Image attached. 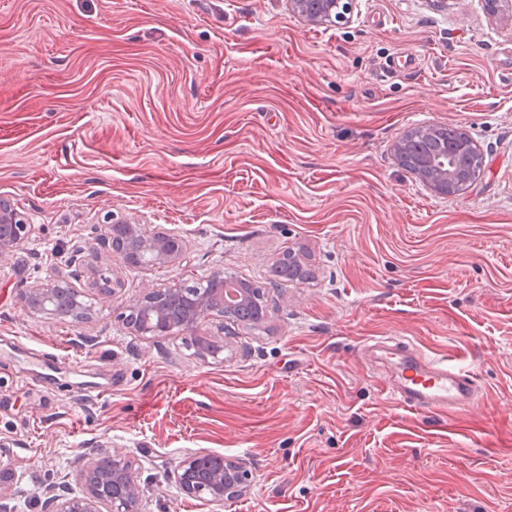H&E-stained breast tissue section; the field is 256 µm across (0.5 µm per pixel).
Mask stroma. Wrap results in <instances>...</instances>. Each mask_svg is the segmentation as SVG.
<instances>
[{"instance_id":"35a3bbf8","label":"stroma","mask_w":512,"mask_h":512,"mask_svg":"<svg viewBox=\"0 0 512 512\" xmlns=\"http://www.w3.org/2000/svg\"><path fill=\"white\" fill-rule=\"evenodd\" d=\"M429 124L482 149L461 194L393 153ZM0 198L30 226L0 255V487L19 512L102 453L131 461L145 512H512V29L484 0H355L327 26L287 0H0ZM113 224L176 236L182 261L129 266ZM289 251L314 280L270 282ZM217 271L261 287L260 328L123 326L151 289ZM54 280L82 322L24 307ZM388 337L469 369L480 402L391 400L367 354ZM203 453L245 459L253 489L182 495L166 474ZM55 288H68L74 294L76 306H81L79 299L82 298V293L77 288H73L69 283L64 281H56L47 284H35L27 288L22 299L25 307L33 314L46 313L53 314L49 308V302ZM154 316L148 318V320L144 323L143 326H135L133 324L128 323L123 316L124 324L130 328L136 335L139 336H167L170 334L171 329L166 324L162 314L154 309Z\"/></svg>"}]
</instances>
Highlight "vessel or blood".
<instances>
[{
	"mask_svg": "<svg viewBox=\"0 0 512 512\" xmlns=\"http://www.w3.org/2000/svg\"><path fill=\"white\" fill-rule=\"evenodd\" d=\"M371 351L392 371L389 395L418 412H459L482 395L472 372L448 360L423 355L409 344L376 342Z\"/></svg>",
	"mask_w": 512,
	"mask_h": 512,
	"instance_id": "1",
	"label": "vessel or blood"
}]
</instances>
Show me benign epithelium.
<instances>
[{
	"label": "benign epithelium",
	"instance_id": "benign-epithelium-1",
	"mask_svg": "<svg viewBox=\"0 0 512 512\" xmlns=\"http://www.w3.org/2000/svg\"><path fill=\"white\" fill-rule=\"evenodd\" d=\"M353 0H345L343 12H337L340 0H321L319 10L312 13L308 9L307 0H288V10L310 25H327L345 22L352 11ZM488 13L501 21L512 24V0H484ZM412 174L422 182L432 193L448 197L456 193L457 174L442 157L429 156L423 159ZM16 211L9 204L0 202V227L10 225L15 235H0V253L13 251L17 238L26 235L28 225L16 224ZM126 233L139 244V251L152 256L156 265H171L176 263L184 252V243L170 240L163 234L148 236L143 234L134 224L125 225ZM68 288L75 299L82 298V293L64 281L47 284H35L28 288L23 295V302L33 314L51 313L49 302L54 289ZM182 285L176 284L164 289L153 290L132 303V307L150 312L155 299L161 295L181 290ZM241 304L255 301L251 290L241 288ZM239 304V305H241ZM239 305L224 302V289L216 288L212 292H203L188 298L187 322L193 326L218 312L224 317V322H235V312ZM139 336H167L171 329L166 324L162 314L155 312L144 325L127 324ZM204 456L191 455L181 459L173 471L168 473V479L176 488L189 498L204 499L208 503L221 506L224 501L231 500L247 492L253 484V473L241 459L217 456L214 470L207 485L199 486L188 479L191 470L203 463ZM94 460H89L74 474L75 481L80 486V492L73 493L68 485H63L61 493L49 497L51 512H103L105 504H110L111 512H119L118 501L131 499L142 502L144 490L140 480L131 465L125 459L114 457L112 473L105 476H94Z\"/></svg>",
	"mask_w": 512,
	"mask_h": 512
}]
</instances>
